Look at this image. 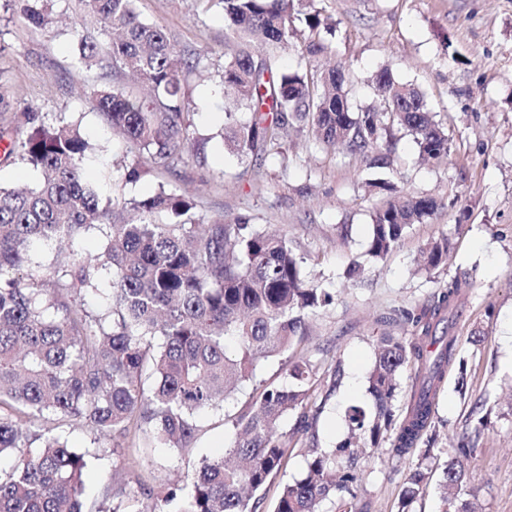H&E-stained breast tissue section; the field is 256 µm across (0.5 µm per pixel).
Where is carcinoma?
<instances>
[{"instance_id": "1", "label": "carcinoma", "mask_w": 512, "mask_h": 512, "mask_svg": "<svg viewBox=\"0 0 512 512\" xmlns=\"http://www.w3.org/2000/svg\"><path fill=\"white\" fill-rule=\"evenodd\" d=\"M215 1L225 28L259 50L224 53L215 76L232 98L225 110V139L239 152L263 161L283 154L292 121L308 123L314 144L343 147L378 168L391 165L397 125L414 137L419 156L440 162L450 151L448 134L435 121L423 94L394 79L387 68L371 80L379 104L357 109L349 102L345 71H327L311 61L330 51L325 34L330 16L295 0ZM46 0H29L24 15L45 28L52 18ZM139 0H81L84 12L112 34L107 57L154 93L144 102L114 88L96 93V107L123 135L134 162L122 164L135 183L156 169L199 161L213 136L192 130L184 83L199 71L202 54L180 44L166 27L142 17ZM302 37L303 64L283 72L269 49ZM247 120L238 119V113ZM7 154L42 174L34 185L0 184V458L13 460L0 476V512H85L84 474L94 459L118 453L141 432L160 443L191 450L197 413L224 407L258 363L279 356L308 334L309 313L330 305L332 295L307 279L288 240L238 219L202 212L196 200L163 184L150 195L102 205L85 162L103 149L85 139L77 123L39 120L25 112L17 120ZM373 187L388 195L372 215L367 254L384 258L405 229L430 218L432 197L391 196L387 182ZM105 238L94 254L74 250L85 232ZM43 240L56 242L68 260L32 268L30 252ZM447 238L429 243L425 268L445 264ZM111 277L112 305L94 314L85 307L102 274ZM472 286L455 277L429 306L401 316L418 340L384 335L377 340L369 373L370 402L347 406L349 436L337 447L315 446L309 413L320 412L336 390L341 369L316 379V367L300 359L287 369L296 382L254 389L236 419L238 434L224 455L203 457L181 483L144 485L150 512H258L259 492L293 452L279 433L281 419L299 412L307 436L306 470L285 484L275 512H353L359 460L392 434L388 452L403 457L435 429L433 391L447 369L464 368L453 336L437 338L440 315L453 314ZM237 343L229 353L226 340ZM421 364L422 385L403 418L394 401L400 370ZM73 421L109 440L107 446L74 448L62 435L36 422ZM423 454L410 470L401 508L417 499L430 479ZM460 461L448 462L440 484L444 512H474L463 498Z\"/></svg>"}]
</instances>
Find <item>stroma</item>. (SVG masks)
Instances as JSON below:
<instances>
[{
	"label": "stroma",
	"instance_id": "obj_1",
	"mask_svg": "<svg viewBox=\"0 0 512 512\" xmlns=\"http://www.w3.org/2000/svg\"><path fill=\"white\" fill-rule=\"evenodd\" d=\"M336 22L327 60L344 66L352 106L374 99L371 77L389 68L417 87L447 132L451 153L424 163L409 133L394 129L390 168L379 169L349 154L313 146L308 128H290L283 156L263 165L238 154L216 133L224 123V91L207 77H191L193 123L210 134L204 163H188L128 184L122 172L102 179L97 161L86 171L102 200L141 198L166 185L192 196L204 212L237 218L285 236L305 259L311 281L332 293L327 309L311 316L310 333L284 355L262 362L254 385L281 384L287 366L312 361L318 378L341 366L336 393L314 421L319 447L337 446L347 435L348 404L369 400L367 374L377 339L389 333L413 340L404 309H420L441 288L464 274L473 286L459 316L437 333L456 338L465 371L452 368L435 396V437L403 458L371 456L358 470L357 512H398L405 479L421 452H429L432 476L412 512H438L437 485L463 434L475 431L476 450L461 464L469 498L479 512H512V0H320ZM144 18L177 32L183 44L200 50L205 63L220 64L233 39L220 7L198 0H140ZM53 22L28 24L16 0H0V134L11 136L15 115L33 110L42 117L80 121L91 143L122 159L124 141L98 112L93 90L120 88L142 96L127 74L102 63L78 61L80 42L106 43L100 26L85 16L80 0H48ZM87 96H79V89ZM386 180L398 192L428 195L438 209L426 222L407 227L383 259L367 253L371 214L383 200L372 189ZM469 207L460 218L458 204ZM447 237L454 249L447 265L420 266V251ZM363 273L351 279L347 270ZM249 399L239 393L225 408L197 416V441L190 453L140 439L133 453L139 467L122 468L118 456L92 462L85 475L88 512H126L139 497L141 479L174 483L190 462L223 453L236 438L235 417ZM120 470L125 496L105 494L113 470Z\"/></svg>",
	"mask_w": 512,
	"mask_h": 512
}]
</instances>
